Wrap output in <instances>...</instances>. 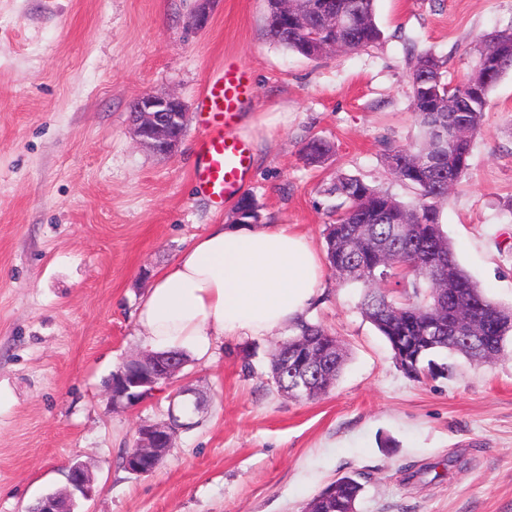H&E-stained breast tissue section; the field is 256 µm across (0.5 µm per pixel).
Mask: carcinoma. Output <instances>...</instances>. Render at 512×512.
I'll use <instances>...</instances> for the list:
<instances>
[{"label": "carcinoma", "instance_id": "1", "mask_svg": "<svg viewBox=\"0 0 512 512\" xmlns=\"http://www.w3.org/2000/svg\"><path fill=\"white\" fill-rule=\"evenodd\" d=\"M316 11L334 12L340 23L329 33L350 50L378 44L383 33L375 20V0H314ZM265 35L275 45L304 57L306 34L282 24L270 12L264 15ZM512 29L487 36L479 55L497 57L487 74L474 71L451 84L444 61L429 52H414L410 59L413 108L421 139L411 148L390 153L404 160L395 177L414 191L417 203L408 206L386 191L354 176H340L326 193L339 200L335 220L326 225V260L344 283L363 288L360 311L385 338L391 350L404 349L411 338L416 365L405 373L418 377L432 371L434 357L461 354L476 364L493 362L512 342V307L490 298L460 265L454 244L440 224V203L460 184L469 169L464 164L448 168V150L471 154L480 130L490 91L512 69V48L500 54ZM425 80L443 103V111H428L422 96ZM481 86V95L470 97ZM331 147L311 139L303 147L304 159L319 163ZM323 349L336 344L329 371L339 377L345 363L341 344L318 324L302 322L298 333L272 352L270 373L285 362L301 358L307 343ZM363 485L344 475L311 500L316 512H357Z\"/></svg>", "mask_w": 512, "mask_h": 512}]
</instances>
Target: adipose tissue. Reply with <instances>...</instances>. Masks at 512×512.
Returning <instances> with one entry per match:
<instances>
[{
  "mask_svg": "<svg viewBox=\"0 0 512 512\" xmlns=\"http://www.w3.org/2000/svg\"><path fill=\"white\" fill-rule=\"evenodd\" d=\"M321 264L287 225L214 224L153 281L137 309L143 346L206 356L224 333L272 335L299 322Z\"/></svg>",
  "mask_w": 512,
  "mask_h": 512,
  "instance_id": "ef3b65f1",
  "label": "adipose tissue"
}]
</instances>
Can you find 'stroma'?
I'll return each mask as SVG.
<instances>
[{
  "mask_svg": "<svg viewBox=\"0 0 512 512\" xmlns=\"http://www.w3.org/2000/svg\"><path fill=\"white\" fill-rule=\"evenodd\" d=\"M0 0V512L63 488L76 460L94 495L76 512H303L333 480L358 476L357 512H512V347L490 365L441 356L413 378L359 310L361 290L323 269L308 322L347 358L325 396L298 402L269 375L292 335L221 336L174 384L112 407L104 381L142 355L134 313L157 273L213 224L233 219L191 180L197 100L224 61L255 96L239 132L252 147L244 186L262 221L324 253L338 174L406 204L385 161L415 144L409 52L429 51L459 82L482 40L512 26V0H376L374 47L308 59L271 43L263 0ZM174 92L188 106L177 150L139 147L130 105ZM333 151L303 159L310 138ZM440 222L466 271L512 306V70L489 95L470 166ZM203 395L159 468L121 466L140 425L166 418L175 387Z\"/></svg>",
  "mask_w": 512,
  "mask_h": 512,
  "instance_id": "obj_1",
  "label": "stroma"
}]
</instances>
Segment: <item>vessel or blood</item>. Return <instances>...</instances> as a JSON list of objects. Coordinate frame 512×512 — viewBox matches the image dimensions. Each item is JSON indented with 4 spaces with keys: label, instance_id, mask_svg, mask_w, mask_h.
I'll return each mask as SVG.
<instances>
[{
    "label": "vessel or blood",
    "instance_id": "vessel-or-blood-1",
    "mask_svg": "<svg viewBox=\"0 0 512 512\" xmlns=\"http://www.w3.org/2000/svg\"><path fill=\"white\" fill-rule=\"evenodd\" d=\"M252 95L249 69L228 64L206 83L197 101L204 133L198 142L192 181L196 192L219 206L240 193L251 168V144L234 129Z\"/></svg>",
    "mask_w": 512,
    "mask_h": 512
}]
</instances>
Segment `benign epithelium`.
Segmentation results:
<instances>
[{"label": "benign epithelium", "mask_w": 512, "mask_h": 512, "mask_svg": "<svg viewBox=\"0 0 512 512\" xmlns=\"http://www.w3.org/2000/svg\"><path fill=\"white\" fill-rule=\"evenodd\" d=\"M275 12L290 20L292 27L304 28L309 24L308 15L294 9V0H271ZM336 45L308 37L307 50L312 58H319ZM132 132L136 140L145 148L158 155L172 153L181 143L187 125V106L184 100L174 93L146 94L137 98L131 107ZM330 357L310 349L304 364L302 376L288 385V392L308 391L327 373ZM182 365L169 356L150 355L130 359L123 363L117 378L109 383L112 405L130 406L146 398L161 382L170 383ZM193 391L181 387L173 394V399L180 400L178 411H170L169 419L146 423L138 429V441L127 456L129 471L136 475H146L140 461L143 459H162L170 451L177 432L188 427L184 418L188 416L187 406L200 405L202 400L191 398ZM65 497L74 499L81 496L87 500L92 496L93 480L89 468L77 462L67 468L65 476Z\"/></svg>", "instance_id": "benign-epithelium-1"}]
</instances>
